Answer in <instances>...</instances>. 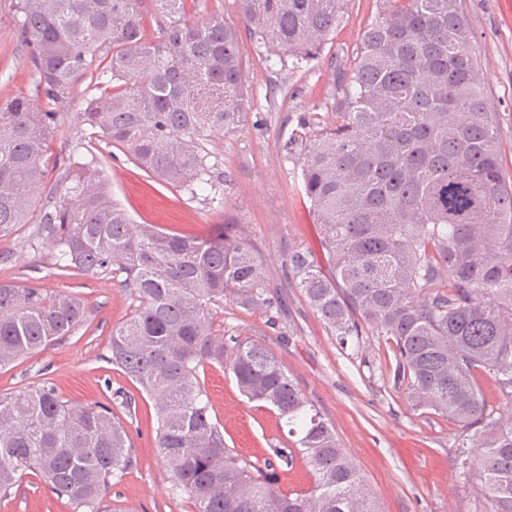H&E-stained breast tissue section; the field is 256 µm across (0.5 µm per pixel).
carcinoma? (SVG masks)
<instances>
[{
	"label": "carcinoma",
	"instance_id": "cac0c4a2",
	"mask_svg": "<svg viewBox=\"0 0 512 512\" xmlns=\"http://www.w3.org/2000/svg\"><path fill=\"white\" fill-rule=\"evenodd\" d=\"M162 41L144 38L138 0H20L32 46L36 110L0 105V236L29 223L56 109L75 78L98 74L83 122L141 170L181 186L210 181L202 143L247 120L237 31L212 16L181 20L185 0H153ZM348 0H237L259 44L298 65L315 58ZM368 25L336 127L302 156L303 192L324 261L295 248L288 273L343 346L382 336L387 373L409 407L457 423L460 462L478 474L484 512H512V416L494 417L479 376L512 403V181L499 126L476 79L472 32L458 0H386ZM36 237L55 268L104 275L138 302L112 327L102 358L158 410L157 447L172 491L194 512H381L333 424L266 345L213 335L212 306L272 307L262 259L223 224L207 237L135 224L91 165L69 166L40 212ZM83 301L41 282L0 283V367L82 325ZM226 366L250 402L277 412L295 438L275 459L226 447L200 367ZM301 460L311 489L285 494L277 467ZM135 465L126 423L110 407L79 410L42 380L0 394V498L26 471L74 512H106L112 480Z\"/></svg>",
	"mask_w": 512,
	"mask_h": 512
}]
</instances>
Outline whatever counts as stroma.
Here are the masks:
<instances>
[{
  "mask_svg": "<svg viewBox=\"0 0 512 512\" xmlns=\"http://www.w3.org/2000/svg\"><path fill=\"white\" fill-rule=\"evenodd\" d=\"M475 35V58L489 111L499 118L500 154L512 175V0H460ZM384 0H349L345 14L319 55L300 67L291 58L258 46L237 0H187L184 18L200 22L223 16L239 35L248 120L237 132L204 145L214 165L208 185L190 189L149 176L106 141L94 137L80 114L94 93L77 78L58 109L44 184L32 193L40 212L69 162L98 168L112 197L135 223L169 233L207 236L217 225H238L263 261L265 286L274 308L214 307V334L267 345L286 366L302 393L336 428L342 448L357 463L383 512H482L471 476L457 467L458 428L434 412H415L386 374L392 358L384 338L368 336L360 351L342 347L305 304L288 276V255L298 246L319 253L318 228L301 183L300 155L318 129L335 126L337 103L351 74L368 24ZM19 0H0V103L34 98L32 49L20 37ZM35 227L20 224L0 238V281L17 285L40 279L45 289L81 297L84 323L71 335L0 369V394L51 379L61 399L78 409L109 405L115 391L131 396L127 420L137 464L114 484L108 506L134 512H193L187 496L171 490L166 462L156 446L157 410L140 386L105 362L101 354L114 325L134 310L133 296L102 275L57 274L55 249L33 240ZM200 379L210 415L228 448L256 459L288 446V429L270 410L249 402L232 373L205 365ZM0 512H72L34 473L25 475Z\"/></svg>",
  "mask_w": 512,
  "mask_h": 512,
  "instance_id": "35a3bbf8",
  "label": "stroma"
}]
</instances>
